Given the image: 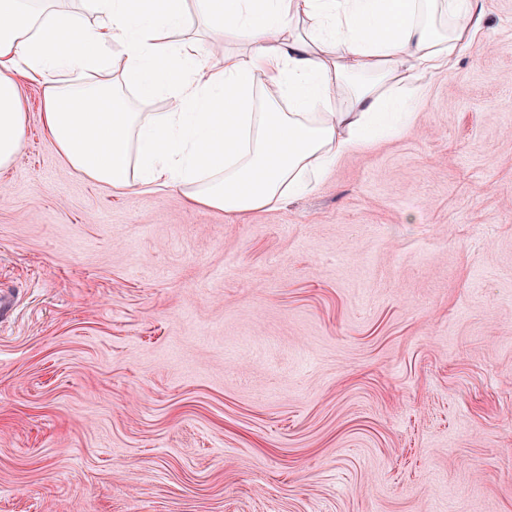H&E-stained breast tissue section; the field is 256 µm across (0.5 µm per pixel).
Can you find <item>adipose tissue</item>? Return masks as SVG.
<instances>
[{
    "label": "adipose tissue",
    "instance_id": "obj_1",
    "mask_svg": "<svg viewBox=\"0 0 512 512\" xmlns=\"http://www.w3.org/2000/svg\"><path fill=\"white\" fill-rule=\"evenodd\" d=\"M195 2L215 65L179 40ZM0 0V167L22 150L19 82H43V130L68 167L123 192L181 191L231 218L313 190L346 155L407 130L422 78L448 71L482 30L480 0ZM101 23L90 26L86 12ZM139 97L133 112L88 93L112 45Z\"/></svg>",
    "mask_w": 512,
    "mask_h": 512
}]
</instances>
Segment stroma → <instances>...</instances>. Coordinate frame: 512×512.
<instances>
[{
  "mask_svg": "<svg viewBox=\"0 0 512 512\" xmlns=\"http://www.w3.org/2000/svg\"><path fill=\"white\" fill-rule=\"evenodd\" d=\"M481 4L407 132L242 220L69 169L22 81L0 512H512V0Z\"/></svg>",
  "mask_w": 512,
  "mask_h": 512,
  "instance_id": "stroma-1",
  "label": "stroma"
}]
</instances>
